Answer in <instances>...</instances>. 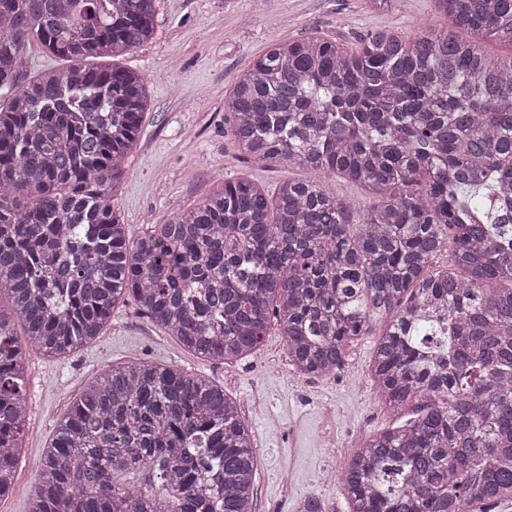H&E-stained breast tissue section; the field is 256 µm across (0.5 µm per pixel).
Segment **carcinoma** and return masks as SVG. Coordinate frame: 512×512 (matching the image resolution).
<instances>
[{"instance_id": "carcinoma-1", "label": "carcinoma", "mask_w": 512, "mask_h": 512, "mask_svg": "<svg viewBox=\"0 0 512 512\" xmlns=\"http://www.w3.org/2000/svg\"><path fill=\"white\" fill-rule=\"evenodd\" d=\"M157 0H0V498L27 420L24 349L66 354L133 300L211 361L272 323L294 369L327 377L374 334L383 404L349 512H494L512 502V0H436L450 27L271 46L225 107L239 154L308 180L230 179L132 242L112 203L145 121V77L86 58L150 41ZM76 64L30 80L26 51ZM340 177L376 196L331 195ZM448 260L433 265L445 244ZM257 459L224 387L130 360L87 384L40 461L28 512H255Z\"/></svg>"}]
</instances>
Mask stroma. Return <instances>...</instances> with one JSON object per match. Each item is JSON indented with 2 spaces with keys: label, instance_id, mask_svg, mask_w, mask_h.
Wrapping results in <instances>:
<instances>
[{
  "label": "stroma",
  "instance_id": "obj_1",
  "mask_svg": "<svg viewBox=\"0 0 512 512\" xmlns=\"http://www.w3.org/2000/svg\"><path fill=\"white\" fill-rule=\"evenodd\" d=\"M448 21L435 0H158L152 41L121 58L147 81L149 106L138 145L114 201L133 238L202 202L226 180L247 178L267 190L300 169L244 161L224 132V103L239 76L269 46L320 34L356 50L373 32L402 36L439 30ZM352 342L346 364L325 377L297 375L286 339L271 327L260 347L233 363H215L156 328L133 301L118 304L104 332L63 356L26 354V433L17 467L18 492L0 499V512H28L27 490L57 421L105 365L144 359L200 375L236 399L254 438L258 469L255 512H297L307 497L327 512H348L344 466L365 436L396 425L369 377L376 333ZM332 479H325V472Z\"/></svg>",
  "mask_w": 512,
  "mask_h": 512
}]
</instances>
